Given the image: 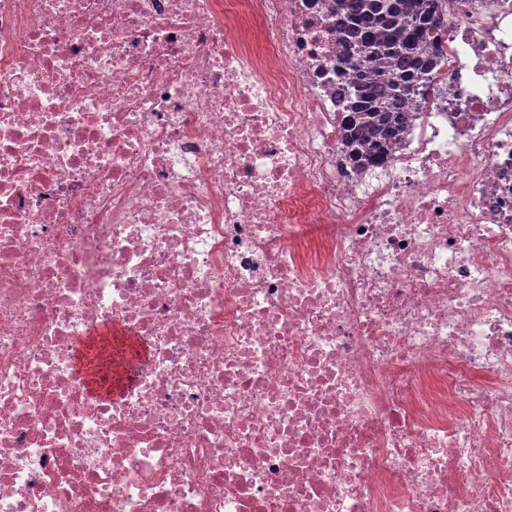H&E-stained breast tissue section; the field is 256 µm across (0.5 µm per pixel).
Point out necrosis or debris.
<instances>
[{
  "label": "necrosis or debris",
  "mask_w": 512,
  "mask_h": 512,
  "mask_svg": "<svg viewBox=\"0 0 512 512\" xmlns=\"http://www.w3.org/2000/svg\"><path fill=\"white\" fill-rule=\"evenodd\" d=\"M438 12L361 166L335 0H0V512H512V0Z\"/></svg>",
  "instance_id": "4bbe7bcc"
}]
</instances>
